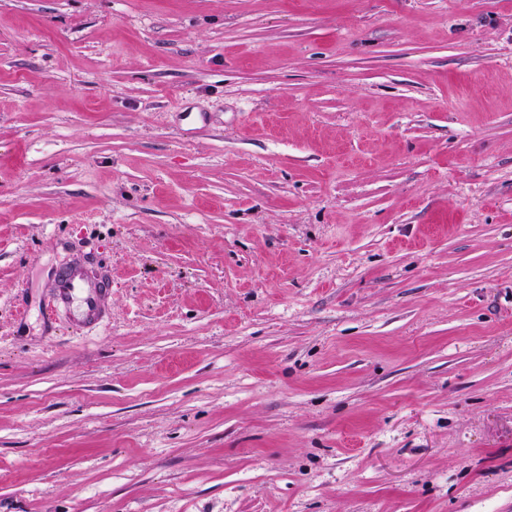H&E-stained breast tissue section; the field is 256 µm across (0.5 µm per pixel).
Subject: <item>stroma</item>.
<instances>
[{
	"label": "stroma",
	"mask_w": 512,
	"mask_h": 512,
	"mask_svg": "<svg viewBox=\"0 0 512 512\" xmlns=\"http://www.w3.org/2000/svg\"><path fill=\"white\" fill-rule=\"evenodd\" d=\"M0 512H512V0H0ZM108 289L103 280L83 265L66 266L58 275L48 311L51 314L64 313L77 328L96 329L106 316L103 296Z\"/></svg>",
	"instance_id": "obj_1"
}]
</instances>
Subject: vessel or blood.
I'll use <instances>...</instances> for the list:
<instances>
[{"label":"vessel or blood","instance_id":"1","mask_svg":"<svg viewBox=\"0 0 512 512\" xmlns=\"http://www.w3.org/2000/svg\"><path fill=\"white\" fill-rule=\"evenodd\" d=\"M106 291L103 280L83 265L72 264L60 272L48 310L53 314L64 313L77 328L93 330L104 322L103 296Z\"/></svg>","mask_w":512,"mask_h":512}]
</instances>
